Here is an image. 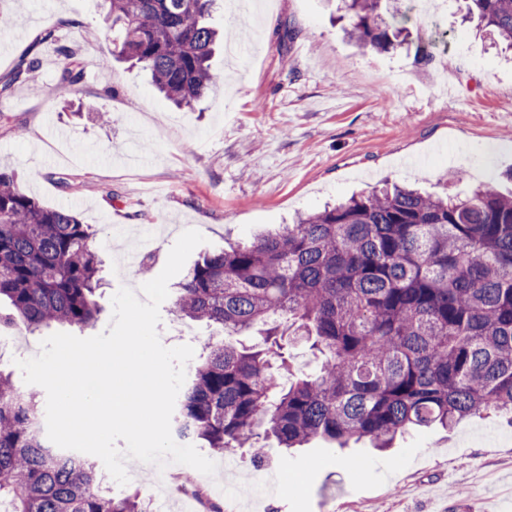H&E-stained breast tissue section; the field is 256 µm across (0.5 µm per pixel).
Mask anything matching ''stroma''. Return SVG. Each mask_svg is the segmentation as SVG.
I'll return each instance as SVG.
<instances>
[{"label": "stroma", "instance_id": "1", "mask_svg": "<svg viewBox=\"0 0 512 512\" xmlns=\"http://www.w3.org/2000/svg\"><path fill=\"white\" fill-rule=\"evenodd\" d=\"M463 6L408 10L405 43L380 52L347 37L342 0H257L248 16L223 0L214 15L223 85L188 111L113 61L104 0H0L14 17L0 73L31 49L43 61L38 89L21 83L0 99V166L95 230L104 289L95 333L110 330L115 292L142 278L123 254L142 224L165 228L150 260L157 274L189 228L205 238L194 262L387 184L463 195L488 183L512 195V55L482 39ZM53 25L86 65L66 101L60 67L47 63L57 47L38 41ZM288 29L297 36L281 44ZM424 38L438 54L431 65L416 59ZM160 316L162 344L193 334L198 356L220 333L179 319L169 299ZM234 458L251 512H512V427L493 416L409 431L387 452L315 442L287 458L277 448Z\"/></svg>", "mask_w": 512, "mask_h": 512}]
</instances>
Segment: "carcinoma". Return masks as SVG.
I'll use <instances>...</instances> for the list:
<instances>
[{
  "mask_svg": "<svg viewBox=\"0 0 512 512\" xmlns=\"http://www.w3.org/2000/svg\"><path fill=\"white\" fill-rule=\"evenodd\" d=\"M112 55L151 74L192 110L221 76L211 65L217 0H106ZM495 44L512 49V0H466ZM348 35L396 47L398 0H349ZM41 41L63 57L57 84L75 92L84 62L56 28ZM29 51L0 75V96L34 78ZM91 225L47 207L0 168V327H94L100 260ZM178 316L235 335L264 326L265 347L205 342L173 423L199 448L224 452L260 438L282 448L320 439L387 448L414 427L450 428L494 414L512 425V197L490 186L422 194L394 185L301 216L197 262ZM316 350L312 375L291 373L281 340ZM39 394L0 370V498L12 512H150L147 495L100 490L93 462L52 445Z\"/></svg>",
  "mask_w": 512,
  "mask_h": 512,
  "instance_id": "cac0c4a2",
  "label": "carcinoma"
}]
</instances>
